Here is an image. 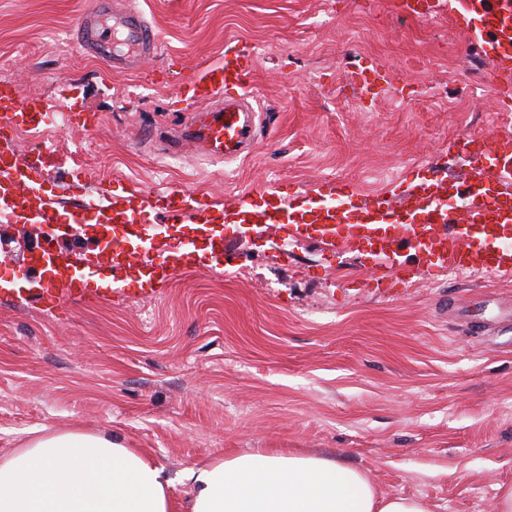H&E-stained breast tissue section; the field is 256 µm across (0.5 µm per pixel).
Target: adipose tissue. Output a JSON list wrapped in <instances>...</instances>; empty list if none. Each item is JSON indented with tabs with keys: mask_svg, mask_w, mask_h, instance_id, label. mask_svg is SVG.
Returning <instances> with one entry per match:
<instances>
[{
	"mask_svg": "<svg viewBox=\"0 0 512 512\" xmlns=\"http://www.w3.org/2000/svg\"><path fill=\"white\" fill-rule=\"evenodd\" d=\"M183 482L177 508L145 454L113 436L50 430L0 457V512H428L323 456L259 451L188 468Z\"/></svg>",
	"mask_w": 512,
	"mask_h": 512,
	"instance_id": "1",
	"label": "adipose tissue"
}]
</instances>
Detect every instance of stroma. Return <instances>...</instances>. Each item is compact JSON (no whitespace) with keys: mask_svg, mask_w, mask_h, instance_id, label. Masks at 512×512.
Masks as SVG:
<instances>
[{"mask_svg":"<svg viewBox=\"0 0 512 512\" xmlns=\"http://www.w3.org/2000/svg\"><path fill=\"white\" fill-rule=\"evenodd\" d=\"M90 2L0 0V73L21 98L69 96L99 120L21 130L16 158L54 146L93 197L179 186L212 203L214 222L158 223L205 267L155 294L125 266L110 300L52 314L0 299V455L44 427L112 434L162 468L180 503L186 468L273 449L356 466L429 512H496L512 483V273L423 271L403 250L393 281L357 249L221 221L244 192L334 180L368 194L463 174L455 139L512 133L470 33L398 0H132L161 51L115 73L81 47ZM229 44L257 56L251 153H169L181 83ZM364 58L389 71L388 93L360 96Z\"/></svg>","mask_w":512,"mask_h":512,"instance_id":"stroma-1","label":"stroma"}]
</instances>
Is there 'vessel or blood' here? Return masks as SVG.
I'll return each instance as SVG.
<instances>
[{"instance_id":"b4317fda","label":"vessel or blood","mask_w":512,"mask_h":512,"mask_svg":"<svg viewBox=\"0 0 512 512\" xmlns=\"http://www.w3.org/2000/svg\"><path fill=\"white\" fill-rule=\"evenodd\" d=\"M456 20L471 22L473 37L480 42L490 66L489 87L496 104L512 106V0H452ZM89 52L111 61L113 70L137 69L157 56L160 37L142 12L134 7L110 10L109 0H94L77 21ZM255 54L228 49L224 59L206 67L188 80L186 99L192 105L184 127L186 137L219 159L239 157L254 140L256 110L249 89L255 72ZM223 92L222 106L196 109L198 98H213ZM50 109L42 102L20 100L13 86L0 87V143L9 144L10 132L27 127L50 125ZM462 153L469 157L464 177L436 182L415 192L380 193L360 198L356 188L344 182L333 183L329 204H318L308 193L298 191L279 196L273 210L253 208L250 193H242L235 211L229 212L231 224H280L285 218L298 217L295 234L305 226H314L323 247L330 251L365 242L371 258L383 275L393 274L398 266L397 245L407 242L423 250L426 267H449L473 275L512 271V245L496 249L487 246L488 237L497 236L512 223V137L501 134L459 141ZM494 160L498 169L496 191L484 186L487 170L484 160ZM66 190L83 200L81 206L63 211L51 197L33 201L32 186L26 171L17 164L0 167V218L9 224L45 223L65 230L90 220L98 224L136 225L153 223L164 215L171 224H200L208 209L201 197L182 188L162 193H143L139 203L122 204L118 200L86 201V182L74 174L65 183ZM453 195L459 200L455 212H448L442 201ZM122 240L112 237L98 244L91 256H73L50 265L41 278L36 297L21 288L5 289L7 299L22 305L35 299L42 309H64L66 301L92 303L104 295L118 293L112 279L113 267L127 260ZM135 263L149 281L172 282L184 270L193 269L190 252L183 241L162 238L152 242L136 257Z\"/></svg>"}]
</instances>
